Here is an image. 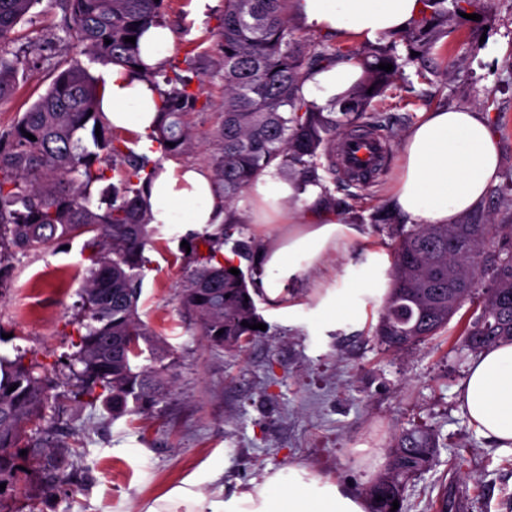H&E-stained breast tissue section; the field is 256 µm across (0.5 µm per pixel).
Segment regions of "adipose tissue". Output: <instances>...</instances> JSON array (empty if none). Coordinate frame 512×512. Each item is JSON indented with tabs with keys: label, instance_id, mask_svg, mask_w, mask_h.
I'll list each match as a JSON object with an SVG mask.
<instances>
[{
	"label": "adipose tissue",
	"instance_id": "adipose-tissue-1",
	"mask_svg": "<svg viewBox=\"0 0 512 512\" xmlns=\"http://www.w3.org/2000/svg\"><path fill=\"white\" fill-rule=\"evenodd\" d=\"M301 23L324 35L370 42L405 30L419 17L422 0H291ZM351 61L324 64L303 80L300 94L329 109L361 78ZM161 107L158 91L123 68H113L100 110L112 128L138 134V152L153 155L150 134ZM500 166L497 140L476 109L424 113L408 132L390 204L420 224H453L485 198ZM319 190L298 189L275 168L266 169L245 201L249 218L263 231L255 281L274 318L305 328L312 341L336 330H359L368 309L389 293L391 257L370 247L348 258L342 269L333 259L346 255L359 232L337 213L316 206ZM148 204L154 223L187 234L225 222L226 212L211 175L196 166L163 165L152 179ZM308 279L302 300L292 287ZM472 424L501 447L512 446V344L478 354L460 387ZM145 512H369V503L349 487L304 464L292 462L236 490L211 494L187 480L155 498Z\"/></svg>",
	"mask_w": 512,
	"mask_h": 512
}]
</instances>
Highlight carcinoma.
Returning <instances> with one entry per match:
<instances>
[{
  "mask_svg": "<svg viewBox=\"0 0 512 512\" xmlns=\"http://www.w3.org/2000/svg\"><path fill=\"white\" fill-rule=\"evenodd\" d=\"M37 0H0V100L16 83L19 57L1 49L11 42L18 23ZM67 28L93 59L139 71L160 91L161 108L151 137L164 157L194 155L204 149L224 208L252 187L271 166L300 188H320L318 204L330 211L348 205L324 184L321 155L335 141L342 122H361L372 101L408 61L393 51L371 49L366 54L341 48L328 37H302L290 23V0H224L218 32L215 73L224 81V98L212 132L203 136L192 125L199 104L202 79L170 76L162 67L149 68L139 58L140 37L162 22L165 0H63ZM447 0H423L421 16L409 37L429 45L443 34L448 21ZM111 43H105V40ZM362 57L364 78L343 97L344 120L308 105L300 95L303 79L315 67ZM390 63V72L378 69ZM60 72L44 94L23 112L8 140L0 139V283L11 271L9 258L52 241L90 235V276L81 293L78 341L73 344L69 379L70 399L101 403L112 415L145 410L163 396L171 356L156 333L138 313L144 251L155 234L146 203V188L159 163L136 154L114 134L100 111L104 86L78 59L59 65ZM101 135H96L95 129ZM90 131L91 146L82 134ZM30 133V140L24 133ZM174 146H168V143ZM119 179L108 182L107 171ZM104 182L99 204L91 187ZM242 221L232 219L212 232L187 237L191 251L207 247L201 265L193 269L180 293L184 313L215 347L236 348L262 334L250 329L261 322L253 295L254 274L235 276L241 264L224 259L220 245L233 236ZM463 241V249L448 251V239ZM512 252V224H430L397 237L393 250V288L375 329L382 343L400 350L425 342L444 329L462 303L481 290V311L463 330L473 352L512 342V262H500ZM248 322L243 326L242 322ZM145 358L151 365L138 367ZM14 391H9L11 386ZM63 404L50 394V380L41 366L0 356V501L20 481L19 460L47 470L52 486L65 482L67 451L44 449L47 439L32 438L26 428L52 424ZM27 451L20 456L21 451ZM437 454L427 433L407 432L390 448L387 471L366 490L370 512H391L393 501L403 502L406 478L432 464Z\"/></svg>",
  "mask_w": 512,
  "mask_h": 512,
  "instance_id": "carcinoma-1",
  "label": "carcinoma"
}]
</instances>
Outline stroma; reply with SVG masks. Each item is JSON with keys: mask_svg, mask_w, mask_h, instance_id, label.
I'll return each instance as SVG.
<instances>
[{"mask_svg": "<svg viewBox=\"0 0 512 512\" xmlns=\"http://www.w3.org/2000/svg\"><path fill=\"white\" fill-rule=\"evenodd\" d=\"M189 5L167 2L164 21L175 33L168 62L180 67L193 54L212 104L195 118L205 133L224 97L222 79L211 72L224 5L217 0L201 15ZM477 12L475 21L449 17L429 48L399 34L377 38V45H395L398 55L414 52L418 59L392 78L370 116L391 148L377 183L363 189L336 179L337 197L353 207L344 220L360 232L350 255L368 243L393 247L390 227L375 223L374 214L390 204L406 134L422 113L439 108L477 109L500 148L498 179L463 222L512 224V0H482ZM5 50L24 61L12 95L0 103V135L46 91L59 62L79 56L81 48L65 29L61 0H38ZM183 239L160 226L144 252L138 312L174 357L165 396L118 418L100 405L68 407L62 439L71 449L70 484L49 499L43 474L29 472L5 498L8 512L30 506L35 512H142L184 480H198L206 494L218 483L230 491L292 461L361 494L385 470L363 460L361 445L385 451L406 430L432 434L438 451L430 468L408 480L402 512H437L443 502L448 512H512V447L479 433L459 401L474 358L461 328L478 315L476 303L465 302L434 340L394 351L374 335L378 314H370L362 330L314 343L304 329L269 321L259 296L255 304L267 328L231 352L207 343L179 305L187 273L197 265ZM11 265L0 283V355L26 353L48 376L59 375L73 352V320L91 266L84 240L17 252ZM214 459L224 462L215 483L208 470Z\"/></svg>", "mask_w": 512, "mask_h": 512, "instance_id": "obj_1", "label": "stroma"}]
</instances>
